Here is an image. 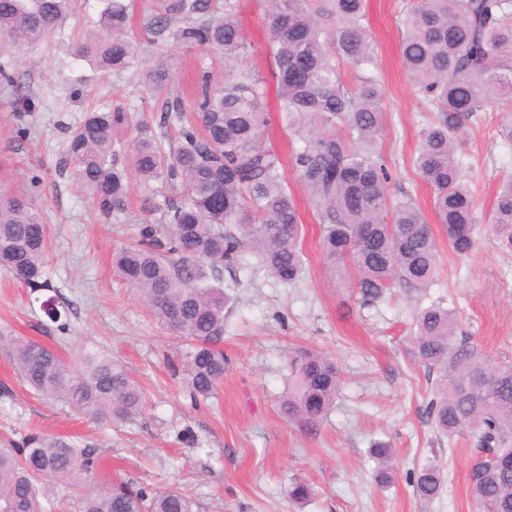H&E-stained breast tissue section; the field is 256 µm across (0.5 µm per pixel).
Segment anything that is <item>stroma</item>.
Here are the masks:
<instances>
[{
  "mask_svg": "<svg viewBox=\"0 0 512 512\" xmlns=\"http://www.w3.org/2000/svg\"><path fill=\"white\" fill-rule=\"evenodd\" d=\"M366 26L376 49L382 91L380 154L392 172L390 198L411 195L432 224L440 253L438 280L428 299L455 302L462 333L495 362H512V248L503 247L485 219L501 179L512 172V145L497 135L502 113L489 108L467 124L459 146L467 180L483 217L474 249L456 254L436 225L432 191L413 159L427 114L401 61L400 0H365ZM236 17L251 44L240 71L262 78L266 141L289 154L295 140L278 109L276 63L262 25L265 0H236ZM100 0H72L71 11L48 43L21 48L10 60L23 90L0 87V188L32 197L50 240L49 290L33 291L0 268V332L53 348L65 362L75 347L121 362L142 387L144 413L130 423L107 424L34 393L0 351V447L32 431L70 437L101 459L96 481L121 480L152 488L178 487L201 512H475L468 473L478 453L473 439L439 437L427 415L435 375L408 353L418 293L402 288L370 306L355 288L330 282L319 249V221L307 189L291 165L283 174L305 226V274L285 285L261 267L249 248L222 270L229 297L220 346L228 363L217 394L193 401L177 368L190 341L166 331L112 266L116 249L139 241L144 224L158 223L162 197L130 175L123 206L102 212L67 159L69 133L88 113L122 105L141 130L170 133L160 122L163 101L136 70L119 75L76 57L81 38L98 34ZM130 30L144 60L171 53L179 60L172 96L192 104L201 71L224 77V56L209 47H185L154 38L152 0H135ZM55 296L67 310L66 331L44 314ZM304 346L332 358L342 380L334 409L317 429L288 421L279 401L288 385L285 354ZM190 429L195 441H179ZM392 450L393 479L375 480L373 443ZM443 467L445 484L431 501L416 495L410 473L429 461ZM311 487L309 502L291 499L293 479Z\"/></svg>",
  "mask_w": 512,
  "mask_h": 512,
  "instance_id": "1",
  "label": "stroma"
}]
</instances>
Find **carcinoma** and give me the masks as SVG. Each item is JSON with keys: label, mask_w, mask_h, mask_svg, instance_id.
Here are the masks:
<instances>
[{"label": "carcinoma", "mask_w": 512, "mask_h": 512, "mask_svg": "<svg viewBox=\"0 0 512 512\" xmlns=\"http://www.w3.org/2000/svg\"><path fill=\"white\" fill-rule=\"evenodd\" d=\"M70 0H0V57L54 36ZM131 0H106L99 25L105 35L76 48L105 72L139 66L138 42L128 36ZM403 65L433 119L421 131L413 165L433 190L438 224L457 254L475 245L476 197L465 180L457 139L489 107L503 111L499 133L512 143V0H412L402 7ZM263 25L277 61L279 111L298 134L289 163L315 202L319 244L337 265L338 277L371 305L393 288H428L439 270L437 242L408 195L389 200L390 172L377 150L381 91L375 54L365 25L364 0H267ZM153 34L224 53V83L203 76L185 115L179 98L165 99L163 122H180L178 145L166 150L151 136L132 143V164L145 182L167 184L159 224L141 226L139 244L114 253L113 265L170 332L195 342L185 365L191 399L209 398L224 380V291L204 283L220 277L249 246L279 282L298 280L305 228L298 202L283 176L278 152L261 135L264 82L235 72L249 43L231 0L224 11L213 0H160ZM355 70L357 84L343 87L340 63ZM176 69L168 55L142 69L144 85L165 94ZM344 126L342 136L338 126ZM132 127L117 106L91 113L68 138L67 155L79 183L102 211L120 207L128 194L125 170L113 158L112 140ZM493 232L512 246V175L503 178L489 216ZM46 226L22 193L0 192V267L33 289L47 287ZM409 354L435 372L428 415L437 433L476 439L480 459L469 472L478 512H512V364L488 359L457 335L454 305L417 310ZM18 372L36 393L109 422L140 416L146 399L126 368L112 358L80 351L73 372L52 348L0 336ZM282 412L308 427L334 408L341 386L336 364L317 350L289 357ZM98 458L68 437L32 431L12 448H0V512H54L55 485L78 491V512H199L177 487L163 491L125 482L95 484ZM416 493L436 498L442 466L431 461L410 477Z\"/></svg>", "instance_id": "carcinoma-1"}]
</instances>
